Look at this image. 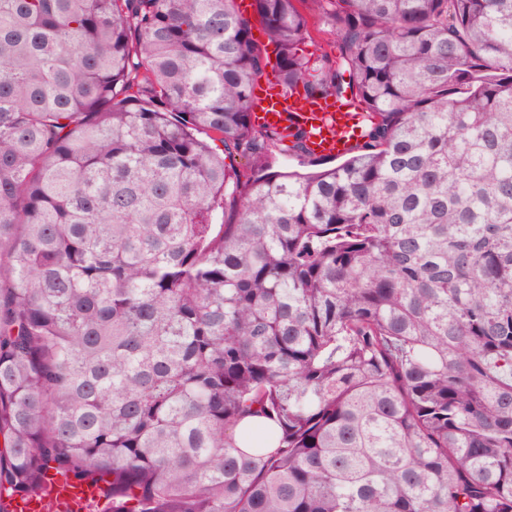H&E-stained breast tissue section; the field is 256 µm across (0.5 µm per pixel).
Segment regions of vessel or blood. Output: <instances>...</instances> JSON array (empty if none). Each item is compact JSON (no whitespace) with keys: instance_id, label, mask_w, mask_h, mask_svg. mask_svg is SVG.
I'll return each mask as SVG.
<instances>
[{"instance_id":"1","label":"vessel or blood","mask_w":512,"mask_h":512,"mask_svg":"<svg viewBox=\"0 0 512 512\" xmlns=\"http://www.w3.org/2000/svg\"><path fill=\"white\" fill-rule=\"evenodd\" d=\"M253 124L285 137L302 130L310 150L322 156L353 153L361 143L360 114L354 103L332 97L314 101L284 93L274 83L266 84L254 99ZM58 512H88L100 489L92 484L71 486L56 472H49Z\"/></svg>"}]
</instances>
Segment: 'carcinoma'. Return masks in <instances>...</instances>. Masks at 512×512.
<instances>
[{
    "label": "carcinoma",
    "instance_id": "cac0c4a2",
    "mask_svg": "<svg viewBox=\"0 0 512 512\" xmlns=\"http://www.w3.org/2000/svg\"><path fill=\"white\" fill-rule=\"evenodd\" d=\"M308 3L363 142L284 173L236 0H0V500L512 512V0ZM48 478L54 486V501L56 509L60 512H86L95 498L99 497V486L84 484L72 487L62 476L50 471Z\"/></svg>",
    "mask_w": 512,
    "mask_h": 512
}]
</instances>
